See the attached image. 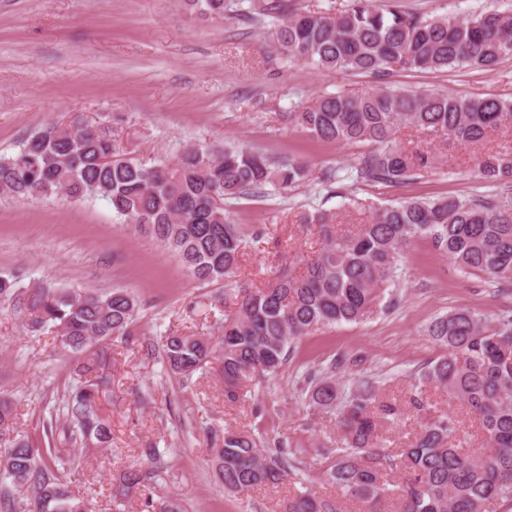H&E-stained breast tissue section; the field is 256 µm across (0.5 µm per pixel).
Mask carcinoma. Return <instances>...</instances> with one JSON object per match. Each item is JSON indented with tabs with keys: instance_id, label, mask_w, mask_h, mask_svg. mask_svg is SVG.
Returning a JSON list of instances; mask_svg holds the SVG:
<instances>
[{
	"instance_id": "cac0c4a2",
	"label": "carcinoma",
	"mask_w": 512,
	"mask_h": 512,
	"mask_svg": "<svg viewBox=\"0 0 512 512\" xmlns=\"http://www.w3.org/2000/svg\"><path fill=\"white\" fill-rule=\"evenodd\" d=\"M201 14L227 12L272 29L287 59L336 71L368 73L383 81L360 95L320 96L286 113L290 124L323 142L367 144L345 175L329 169L324 182L393 186L417 178L427 157L397 142L403 128L432 139L479 144L512 126V100L472 99L446 92L393 88L395 70L441 71L471 66L493 69L512 56V12L487 10L465 18L430 17L398 5L352 0L336 16L303 12L293 0H187ZM306 161L275 158L246 145L222 151L186 146L173 159L147 165L120 156L105 129L75 117L31 133L19 150L0 155V197L101 198L116 217L178 257L202 283H224L235 316L219 326L217 343L194 334L163 337L161 358L175 377L190 378L219 354L224 397L236 402L246 388H267L288 361L293 342L324 327L360 323L395 305L388 293L400 258L417 238L428 239L463 272H477L503 288L512 285V196L507 191L472 197L405 200L371 211L364 224L336 227L325 211L302 214L319 227L321 249L305 270L280 271L267 288L235 280L240 258L264 232L236 224L224 204L242 197L271 198L307 180ZM478 177L493 186L512 183V154L485 153ZM20 276L0 277V302L24 314L26 330L54 329L61 347L81 356L72 393L63 401L64 439L83 447L112 440L98 414L100 389L109 384L95 343L134 335L136 298L125 288L73 294L47 283L23 288ZM429 335L446 348L419 378L413 403L423 411L422 386L430 384L467 406L483 431L486 450L455 438L447 413L429 418L410 444L395 453L379 436L401 408L379 396L378 380L363 376L345 387L331 367L302 377L310 404L339 410L342 446L321 449L326 482L337 494L377 512L398 497L401 512H492L512 506V313L495 319L458 308L435 319ZM12 403L0 399V437L16 431ZM125 470L114 502L133 489L150 490L165 466L157 448ZM76 458L34 445L17 434L0 448V512H88L70 487ZM214 463L224 489L240 493L276 487L296 469L295 452L282 440L266 451L247 431L224 430ZM286 512H342L340 502L307 488L288 500Z\"/></svg>"
}]
</instances>
